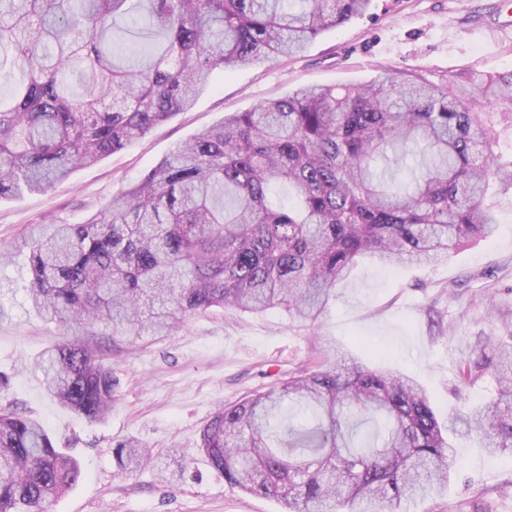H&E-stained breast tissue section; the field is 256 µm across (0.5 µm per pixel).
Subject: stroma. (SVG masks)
Wrapping results in <instances>:
<instances>
[{"mask_svg": "<svg viewBox=\"0 0 512 512\" xmlns=\"http://www.w3.org/2000/svg\"><path fill=\"white\" fill-rule=\"evenodd\" d=\"M505 25L512 26V0H372L363 15L324 32L296 57L214 74L191 109L49 192L0 200V244L38 224L82 222L184 140L298 88L360 84L383 73L455 85L473 74L510 72L512 36H489ZM482 108L496 153L512 163V102L490 100ZM487 203L496 221L492 238L426 267L387 270L362 261L337 287L319 326L278 309L216 308L187 319L174 335L127 347L112 362L118 400L102 423L46 395L32 363L62 341L61 330L28 302L25 255L0 266V405L40 420L83 471L51 512H283L278 501L225 482L198 449L200 431L218 409L316 364L330 342L367 366L414 377L440 417L490 402L492 377L459 384L461 361L477 340L493 345L512 335L503 326L512 322V189L492 185ZM125 439L151 456L130 476L116 458L115 444ZM453 444L447 492L408 512H512V456L490 454L469 437Z\"/></svg>", "mask_w": 512, "mask_h": 512, "instance_id": "35a3bbf8", "label": "stroma"}]
</instances>
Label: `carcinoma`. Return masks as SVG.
I'll list each match as a JSON object with an SVG mask.
<instances>
[{
	"label": "carcinoma",
	"mask_w": 512,
	"mask_h": 512,
	"mask_svg": "<svg viewBox=\"0 0 512 512\" xmlns=\"http://www.w3.org/2000/svg\"><path fill=\"white\" fill-rule=\"evenodd\" d=\"M371 0H0V200L44 193L189 109L214 73L304 50ZM512 99V72L470 79ZM493 181L512 187L468 95L388 73L366 85L302 87L196 134L80 224H43L27 254L32 308L72 339L36 363L61 406L102 422L117 383L112 340L169 336L213 307L279 308L314 323L359 259L385 267L447 260L489 238ZM288 187V204L272 197ZM495 398L439 422L423 388L356 360L289 378L218 409L199 451L224 480L284 512H404L448 489L458 432L512 454V346L462 361ZM376 439L351 445L356 419ZM120 468L150 460L116 444ZM82 477L43 424L0 409V512H48Z\"/></svg>",
	"instance_id": "obj_1"
}]
</instances>
